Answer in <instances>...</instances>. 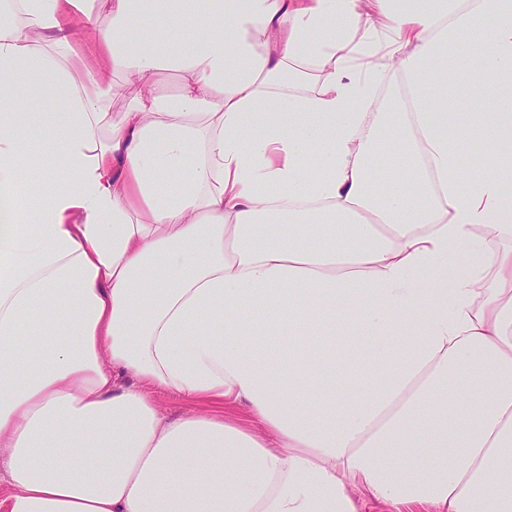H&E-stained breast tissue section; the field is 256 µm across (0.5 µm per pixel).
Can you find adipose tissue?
<instances>
[{"label": "adipose tissue", "mask_w": 512, "mask_h": 512, "mask_svg": "<svg viewBox=\"0 0 512 512\" xmlns=\"http://www.w3.org/2000/svg\"><path fill=\"white\" fill-rule=\"evenodd\" d=\"M93 2L0 0V512H512V0Z\"/></svg>", "instance_id": "adipose-tissue-1"}]
</instances>
